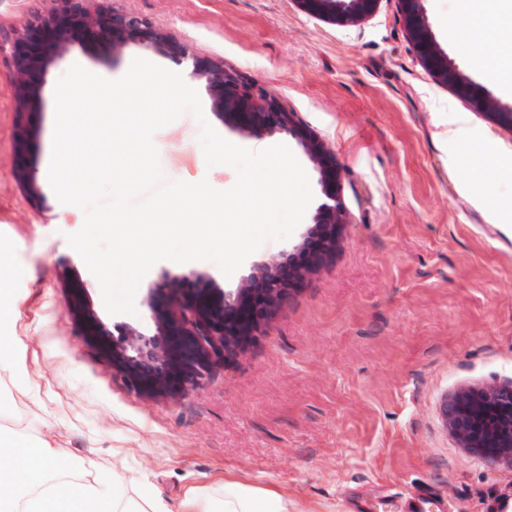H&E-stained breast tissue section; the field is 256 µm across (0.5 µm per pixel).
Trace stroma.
I'll return each instance as SVG.
<instances>
[{
  "instance_id": "35a3bbf8",
  "label": "stroma",
  "mask_w": 512,
  "mask_h": 512,
  "mask_svg": "<svg viewBox=\"0 0 512 512\" xmlns=\"http://www.w3.org/2000/svg\"><path fill=\"white\" fill-rule=\"evenodd\" d=\"M201 57L223 60L280 93L343 170L351 214L336 249L288 298L254 345L204 384L178 397L130 389L70 315L68 286L110 332L145 327L150 288L166 277L233 289L254 269L291 252L300 233L266 242L232 277L210 261L156 263L142 280L137 315L109 314L96 278L67 243L84 213L60 203L45 178L54 130V88L72 64L107 79L132 60L165 68L159 50L117 56L73 46L50 67L43 107L29 118L24 157L36 177L32 198L15 173L18 117L0 59V244L12 249L22 300L15 336L25 348L34 397L0 385V423L28 435L60 431L67 458L93 456L104 472L143 477L170 506L191 486L228 479L288 498L290 512H401L422 496L441 512H512V467L460 448L442 418L463 387L512 380V130L475 111L438 80L405 31L397 0L339 25L294 0H112ZM437 40L476 86L503 102L470 45L445 24L458 0H424ZM226 140L251 150L287 145L317 182L303 148L283 134L241 133L212 110ZM463 120L455 139L449 122ZM192 114L159 129L154 143L165 179L230 188L235 171L207 168ZM496 168L479 180L485 146Z\"/></svg>"
}]
</instances>
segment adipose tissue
<instances>
[{
    "instance_id": "obj_1",
    "label": "adipose tissue",
    "mask_w": 512,
    "mask_h": 512,
    "mask_svg": "<svg viewBox=\"0 0 512 512\" xmlns=\"http://www.w3.org/2000/svg\"><path fill=\"white\" fill-rule=\"evenodd\" d=\"M463 22L456 41L475 47L485 61L499 52L493 37L498 16L475 7L476 0H460ZM15 256L0 248V382L27 389L23 348L13 334L19 296ZM56 432L31 437L0 426V512H289L288 499L274 491L257 492L234 481L208 490L188 488L177 508H170L150 487L136 485L128 497L113 476L103 474L93 461H60Z\"/></svg>"
}]
</instances>
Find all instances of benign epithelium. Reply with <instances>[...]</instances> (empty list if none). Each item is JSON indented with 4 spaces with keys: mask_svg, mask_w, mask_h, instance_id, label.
Here are the masks:
<instances>
[{
    "mask_svg": "<svg viewBox=\"0 0 512 512\" xmlns=\"http://www.w3.org/2000/svg\"><path fill=\"white\" fill-rule=\"evenodd\" d=\"M46 7L15 31L9 61V88L23 118L43 106V89L51 65L71 46L95 42L112 55L125 49H157L189 77L204 84L212 111L230 119L248 135L280 133L296 140L314 163L321 191L313 225L299 250L305 260L288 253L264 264L238 288H182L164 281L150 289L145 303L153 328L120 326L119 337L105 343L100 318L81 304L84 287L74 284L72 315L89 341L103 352L127 384L142 393L171 396L199 388L210 373L243 354L262 328L288 300L294 287L336 248L349 214L341 198L342 171L322 141L303 126L295 112L261 83L224 61L194 55L145 17L103 6L106 0H43ZM309 14L332 22L353 23L369 16L380 0H297ZM406 31L425 67L464 94L472 93L455 59L445 52L425 17L424 0H397ZM475 107L512 128V104L486 90L475 95ZM446 426L460 447L488 463L512 467V381L464 387L442 406Z\"/></svg>",
    "mask_w": 512,
    "mask_h": 512,
    "instance_id": "obj_1",
    "label": "benign epithelium"
}]
</instances>
